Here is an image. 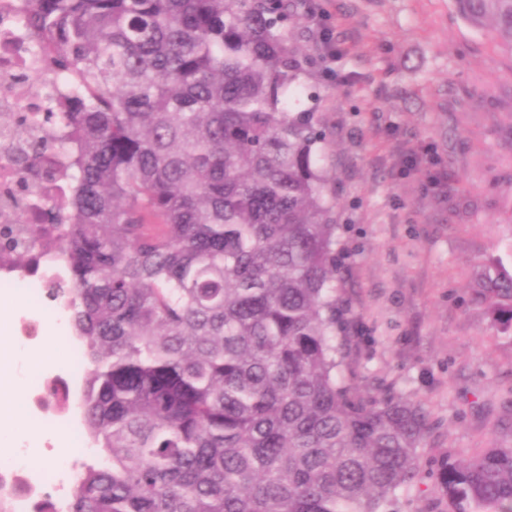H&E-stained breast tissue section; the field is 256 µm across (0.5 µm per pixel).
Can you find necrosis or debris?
I'll list each match as a JSON object with an SVG mask.
<instances>
[{"label": "necrosis or debris", "mask_w": 512, "mask_h": 512, "mask_svg": "<svg viewBox=\"0 0 512 512\" xmlns=\"http://www.w3.org/2000/svg\"><path fill=\"white\" fill-rule=\"evenodd\" d=\"M25 0H0V112L28 113V132H37L41 116L54 100L71 92L68 78L61 76L52 65L49 55L37 46L23 25ZM5 138L0 135V224H47L51 218L42 201L44 194H52L64 201L67 185L63 180L48 181L27 178L5 157ZM65 271L61 265H41L30 271L9 260L0 259V288L32 299L34 310L18 320L14 327L16 343L30 357L56 339L66 336L63 317H56L54 326H46L38 310L49 298L48 286L63 281ZM67 362L58 369L41 372L28 380L26 398L33 418L50 426L44 440L27 448L0 444V478L19 485L12 512H33L35 503L49 499L57 508H64L73 488L78 459L60 454L53 429L55 426L72 427L68 413L46 408L41 401L44 383L62 377ZM56 454L54 474H46L38 460Z\"/></svg>", "instance_id": "4bbe7bcc"}]
</instances>
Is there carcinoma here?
I'll return each mask as SVG.
<instances>
[{
	"label": "carcinoma",
	"instance_id": "carcinoma-1",
	"mask_svg": "<svg viewBox=\"0 0 512 512\" xmlns=\"http://www.w3.org/2000/svg\"><path fill=\"white\" fill-rule=\"evenodd\" d=\"M25 25L76 82L7 160L69 172L57 252L81 344L96 458L69 512H385L420 475L417 404L342 374L343 249L321 164L328 127L298 108L308 0H29ZM512 52V0H453ZM52 224H0L37 268ZM472 288L512 332V268ZM449 512H512V448L444 464Z\"/></svg>",
	"mask_w": 512,
	"mask_h": 512
}]
</instances>
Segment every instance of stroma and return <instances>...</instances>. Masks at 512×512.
<instances>
[{
    "label": "stroma",
    "instance_id": "obj_1",
    "mask_svg": "<svg viewBox=\"0 0 512 512\" xmlns=\"http://www.w3.org/2000/svg\"><path fill=\"white\" fill-rule=\"evenodd\" d=\"M293 24L329 131L347 370L419 404L424 474L387 512H446L444 459L512 448V335L471 284L512 267V52L452 0H310ZM339 34L325 59L314 11Z\"/></svg>",
    "mask_w": 512,
    "mask_h": 512
}]
</instances>
